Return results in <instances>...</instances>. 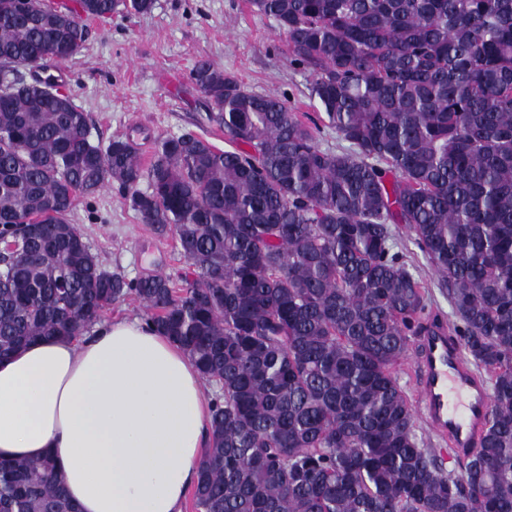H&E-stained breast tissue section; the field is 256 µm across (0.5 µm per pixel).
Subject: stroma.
Wrapping results in <instances>:
<instances>
[{
	"label": "stroma",
	"mask_w": 512,
	"mask_h": 512,
	"mask_svg": "<svg viewBox=\"0 0 512 512\" xmlns=\"http://www.w3.org/2000/svg\"><path fill=\"white\" fill-rule=\"evenodd\" d=\"M88 27L82 53L59 67L62 87L86 112L93 142L131 139L142 163H149L159 138L188 131L218 149H235L218 125L200 120L211 105L190 72L203 57L248 90L279 96L303 122L316 117L309 71L290 64L286 35L247 0H155L148 13L92 20ZM69 220L101 263L127 278L174 277L187 268L174 238L143 223L116 185L78 198ZM394 246L426 283L428 312L451 317L438 277L409 233L396 229Z\"/></svg>",
	"instance_id": "obj_1"
}]
</instances>
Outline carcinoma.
I'll return each mask as SVG.
<instances>
[{"mask_svg":"<svg viewBox=\"0 0 512 512\" xmlns=\"http://www.w3.org/2000/svg\"><path fill=\"white\" fill-rule=\"evenodd\" d=\"M250 5L348 146L322 148L284 100L199 59L205 119L245 148L185 132L144 169L130 140L91 142L53 78L17 71L75 58L85 19L154 0H0V234L16 243L0 257V358L134 296L217 388L196 512H512V0ZM111 181L171 233L184 273L103 267L68 216ZM400 225L492 391L479 447L449 471L393 374L429 300L393 249ZM0 512L77 510L46 456L0 460Z\"/></svg>","mask_w":512,"mask_h":512,"instance_id":"1","label":"carcinoma"}]
</instances>
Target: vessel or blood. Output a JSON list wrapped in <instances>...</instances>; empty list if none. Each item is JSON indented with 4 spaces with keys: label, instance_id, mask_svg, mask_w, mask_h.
I'll list each match as a JSON object with an SVG mask.
<instances>
[{
    "label": "vessel or blood",
    "instance_id": "1",
    "mask_svg": "<svg viewBox=\"0 0 512 512\" xmlns=\"http://www.w3.org/2000/svg\"><path fill=\"white\" fill-rule=\"evenodd\" d=\"M414 373L416 405L427 429L455 454H469L485 429L491 390L446 319H427L417 338Z\"/></svg>",
    "mask_w": 512,
    "mask_h": 512
}]
</instances>
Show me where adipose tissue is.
<instances>
[{"label": "adipose tissue", "instance_id": "1", "mask_svg": "<svg viewBox=\"0 0 512 512\" xmlns=\"http://www.w3.org/2000/svg\"><path fill=\"white\" fill-rule=\"evenodd\" d=\"M209 407L189 356L154 326L98 323L0 361V460L53 454L78 512H181Z\"/></svg>", "mask_w": 512, "mask_h": 512}]
</instances>
